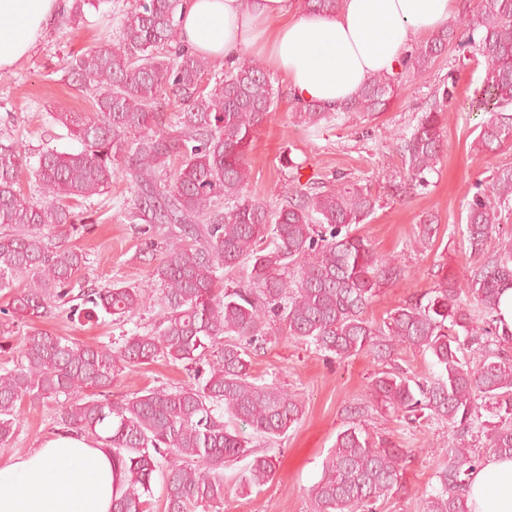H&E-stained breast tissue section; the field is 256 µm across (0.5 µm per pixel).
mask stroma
<instances>
[{
  "instance_id": "35a3bbf8",
  "label": "stroma",
  "mask_w": 512,
  "mask_h": 512,
  "mask_svg": "<svg viewBox=\"0 0 512 512\" xmlns=\"http://www.w3.org/2000/svg\"><path fill=\"white\" fill-rule=\"evenodd\" d=\"M125 3L105 0L94 24L84 27L53 20L21 63L0 71L1 141L22 140L34 159L52 148L79 150V143L65 130L49 125L51 113L89 108L88 99L76 95L63 80L61 68L69 56L111 41L112 17ZM468 53V48L449 46L428 74L402 84L387 111L356 112L317 130L298 123L296 102L287 82H280L278 106L249 146L252 175L247 192L260 201L275 205L290 186L317 189L340 177L365 185L379 196L375 214L358 231L371 241L378 256L396 258L406 273L381 288L367 311L370 320L382 321L402 302L424 295L442 275L466 277L472 259L459 224L473 184L488 167L512 164V148L487 156L473 149L480 117L469 112L466 104L480 90L484 68L470 62ZM451 78L456 81V101L447 113V149L429 176V187L420 194L392 193L389 183L402 171L396 133L414 125L432 95ZM129 196L128 181L114 179L107 193L84 203L82 210L91 221L88 230L75 232L66 225L53 229V241L87 253L89 262L78 275L82 287L118 283L152 289L151 271L165 257L166 243L161 230H149L144 221L130 219ZM426 213L438 217L439 230L431 249L421 253L411 249L408 241ZM156 318V309L149 308L130 321L83 318L72 322L60 316L43 321L42 327L53 335L95 344L131 334ZM252 361L254 374L287 389L302 403L304 414L281 442L263 448L277 459L273 480L248 496L236 494L230 486L223 503L209 512H310L309 491L321 477L337 433L351 420L350 407L360 404L365 407L360 423L373 436L408 453L401 489L378 503L377 512H421L424 499L436 486L435 472L445 461L442 450L452 434L434 422H412L369 407L370 380L380 369L372 355L341 360L288 338L277 327ZM188 380L187 371L177 362L125 368L112 387V398L118 401L142 389L177 387ZM59 430L54 402L23 404L22 425L0 456L24 454Z\"/></svg>"
}]
</instances>
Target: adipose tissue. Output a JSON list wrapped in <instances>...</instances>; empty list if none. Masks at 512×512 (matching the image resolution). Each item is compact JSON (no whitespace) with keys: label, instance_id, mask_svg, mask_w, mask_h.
I'll list each match as a JSON object with an SVG mask.
<instances>
[{"label":"adipose tissue","instance_id":"ef3b65f1","mask_svg":"<svg viewBox=\"0 0 512 512\" xmlns=\"http://www.w3.org/2000/svg\"><path fill=\"white\" fill-rule=\"evenodd\" d=\"M454 0H189L178 41L232 60L251 52L284 76L294 99L337 108L368 78L400 71L408 47L448 23ZM61 8L59 0H0V70L22 61ZM112 456L74 433L0 463V512H112ZM469 512H512V458L487 457L469 483Z\"/></svg>","mask_w":512,"mask_h":512}]
</instances>
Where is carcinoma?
Instances as JSON below:
<instances>
[{"label": "carcinoma", "mask_w": 512, "mask_h": 512, "mask_svg": "<svg viewBox=\"0 0 512 512\" xmlns=\"http://www.w3.org/2000/svg\"><path fill=\"white\" fill-rule=\"evenodd\" d=\"M104 0H72L67 24L87 23ZM187 0H128L115 39L90 47L64 64L68 84L87 96V112H54L51 126L78 140L77 152H42L35 166L22 142L0 143V313L26 327L13 366L0 370V447L20 427L25 402L56 403L57 423L103 444L112 455L116 483L112 512H149L152 485L164 477V512H206L224 502V467L248 460L236 484L250 494L276 472L253 436L275 442L302 416L286 390L259 382L251 353L274 325L289 338L337 358L372 352L384 365L374 373L372 405L406 419L421 413L448 425L456 443L435 472L437 488L422 512H469L465 491L484 454L512 458V341L501 300L512 289V234L496 249L500 208L512 203V166L474 184L460 233L477 257L459 282L446 275L428 302H407L377 323L366 317L380 288L403 269L374 252L357 232L379 198L363 185L338 179L318 191L293 187L272 208L246 194L251 177L247 150L276 107L280 88L262 63L242 58L221 71L216 61L178 44ZM315 12H335L341 0H303ZM473 48L485 63L471 112L488 117L478 126L482 153L512 147V0H479L477 21H451L432 38L413 44L402 70L371 77L336 111L296 106L306 127L330 124L349 112H383L404 81L423 76L452 43ZM456 81L443 86L416 125L397 134L408 189L424 190L444 150V112ZM42 199L26 196V168ZM124 175L130 182L133 220L160 224L174 240L152 271L158 291L157 325L120 342L79 343L38 324L56 315L68 296L80 303L72 318L100 315L130 320L150 294L118 284L81 288L73 282L88 262L79 248L50 240L53 229L81 222L76 208L104 194ZM438 218L423 216L410 246L427 250ZM240 268L243 284L227 288L217 272ZM428 353L437 372L416 380L386 367L400 348ZM480 351L478 362L465 350ZM155 360L180 362L191 380L153 387L112 401L114 373ZM491 404L500 421L486 429V451L466 436ZM248 426L245 437L224 419ZM407 455L374 440L359 423L336 436L311 489L310 512H372L399 490Z\"/></svg>", "instance_id": "cac0c4a2"}]
</instances>
